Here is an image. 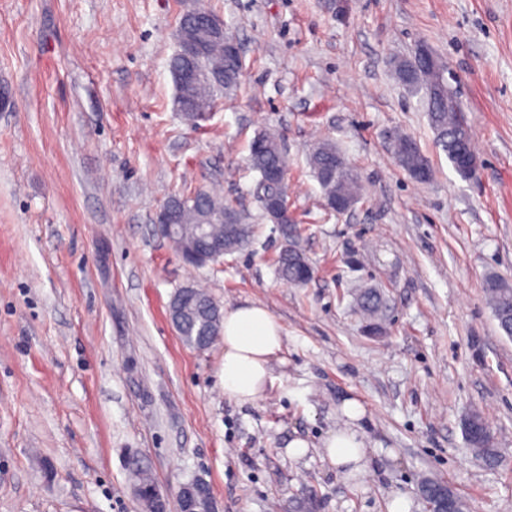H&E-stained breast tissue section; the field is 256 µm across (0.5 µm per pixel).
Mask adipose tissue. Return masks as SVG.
Instances as JSON below:
<instances>
[{
	"mask_svg": "<svg viewBox=\"0 0 512 512\" xmlns=\"http://www.w3.org/2000/svg\"><path fill=\"white\" fill-rule=\"evenodd\" d=\"M285 330L263 305L246 302L224 312L223 385L225 396L242 404L262 398L270 380V360L283 346ZM329 462L360 470L364 447L350 428L330 433L323 442Z\"/></svg>",
	"mask_w": 512,
	"mask_h": 512,
	"instance_id": "adipose-tissue-1",
	"label": "adipose tissue"
}]
</instances>
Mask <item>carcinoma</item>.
Returning a JSON list of instances; mask_svg holds the SVG:
<instances>
[{
	"label": "carcinoma",
	"mask_w": 512,
	"mask_h": 512,
	"mask_svg": "<svg viewBox=\"0 0 512 512\" xmlns=\"http://www.w3.org/2000/svg\"><path fill=\"white\" fill-rule=\"evenodd\" d=\"M202 14L211 15L213 11L199 7L183 14L178 22L179 38L187 43L199 44L201 53L190 62L178 52L169 60V69L176 87L177 106L186 120L193 124L206 119L214 106L217 93L234 90L241 77V74L228 68L224 58V44L232 41V37L227 32L221 36H211L202 31ZM394 74L402 85L424 91L430 122L448 154V160L462 178H471L473 169L457 164V159L462 155L473 159L476 155L469 126L459 112L458 105L448 101L453 92L438 74L418 70L411 60L397 62ZM393 149L400 167L413 179L420 180L422 173L430 168L427 158L412 138L395 136ZM247 164L257 172L268 168H277L284 173L288 171V161L278 138L266 130L256 132L253 137ZM309 164L326 199H336L349 206L359 201V176L344 162L333 143L326 140L318 142L310 155ZM166 205L178 212L184 236L195 233L202 224L207 225L205 235L200 239L203 244L222 243L235 252L247 246L255 234V226L245 223L237 209L206 190L174 195ZM227 223L239 225V232L232 239L224 233V225ZM304 261L306 258L297 247L285 246L275 259L278 276L294 282L297 267ZM194 291L192 312L178 324V329L187 346L204 350L217 340L219 327L210 329L205 336L198 332V328L210 325L211 318L220 314V310L205 289L196 287ZM485 293L500 330L512 337V284L505 278L491 275L485 282ZM356 304L359 311L369 319L370 332L379 334L384 331L379 322V314L384 308V296L380 290L368 288L360 292Z\"/></svg>",
	"instance_id": "cac0c4a2"
}]
</instances>
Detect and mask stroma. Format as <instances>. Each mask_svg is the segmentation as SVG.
Segmentation results:
<instances>
[{
	"label": "stroma",
	"mask_w": 512,
	"mask_h": 512,
	"mask_svg": "<svg viewBox=\"0 0 512 512\" xmlns=\"http://www.w3.org/2000/svg\"><path fill=\"white\" fill-rule=\"evenodd\" d=\"M204 4L244 71L195 127L168 60L180 17ZM421 43L469 122L478 179L451 166L423 93L393 78ZM1 84L0 512H138L133 461L172 498L205 479L217 512H390L399 497L428 512L426 476L471 512H512V338L484 294L487 276L512 280V0H0ZM261 129L288 155L293 243L314 270L303 286L277 275L286 242L253 195ZM396 131L432 181L398 165ZM323 139L362 185L341 215H325L309 166ZM195 187L249 215L248 248L182 259L156 219ZM189 283L282 323L257 402L225 397L223 341L199 351L172 328ZM366 288L385 295L380 336L354 306ZM475 410L496 464L470 449ZM348 425L361 474L321 447ZM294 438L308 443L296 456Z\"/></svg>",
	"instance_id": "1"
}]
</instances>
